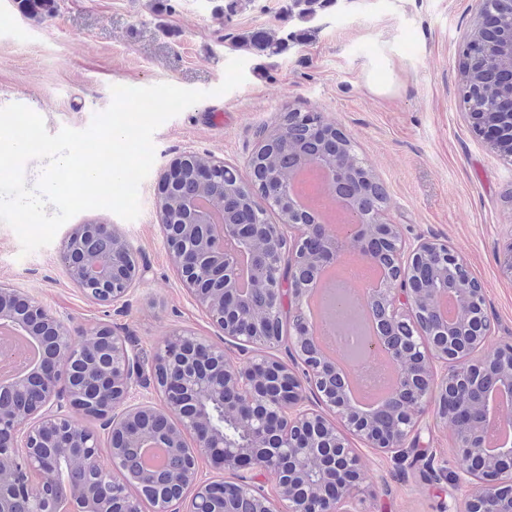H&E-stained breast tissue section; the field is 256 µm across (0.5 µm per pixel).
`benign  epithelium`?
I'll use <instances>...</instances> for the list:
<instances>
[{
    "label": "benign epithelium",
    "instance_id": "benign-epithelium-1",
    "mask_svg": "<svg viewBox=\"0 0 512 512\" xmlns=\"http://www.w3.org/2000/svg\"><path fill=\"white\" fill-rule=\"evenodd\" d=\"M480 13L461 62L494 68V79L477 86L488 109L469 118L473 130L496 147L512 142V26H501L502 18H512V0H481ZM296 118L337 147L288 164L280 176L282 193L288 194L294 169H327L336 200L357 217L348 245L371 254L383 235L398 253L397 271L376 296L383 347L399 377L385 402L373 412L356 409L334 367L309 344L300 299L307 267L330 263L340 247L328 226L294 207L286 224H252L245 239L241 225L224 224L217 236L210 209L187 191L180 200L182 234L170 232L174 220L162 210L161 229L189 297L224 333L222 344L173 333L157 348L146 379L139 355L112 325L74 331L31 296L0 283V320L43 347L29 374L0 384V462L9 463L0 471V512H10L16 502L24 503L25 512H56L54 476L75 469L84 477L71 494L84 502L83 512H210L217 498L246 501L251 512H354L362 480L355 444L401 462L431 408L450 427L465 459L458 478L475 485L465 512H512V446L487 450L473 429L474 418L488 416L487 403L469 401L470 394L485 398L493 388L512 394V342L492 343L483 286L447 242L421 238L408 248L399 226L381 213H358V193L338 142L346 134L312 113L298 112ZM190 162L199 183L224 173V161L186 152L161 174L157 197L167 194ZM229 239L250 257L263 290L259 309L237 289V253L224 248ZM61 260L72 283L95 303L125 304L141 279L136 250L112 224L76 225L62 244ZM419 264L435 273L428 288L413 285ZM216 269L221 280L208 288ZM448 296L458 308L452 322L437 310ZM284 314L290 321L289 364L272 354L279 342L270 338L271 325ZM466 332L472 335L471 353L460 358L451 349L455 336ZM227 344L238 356L227 354ZM144 385L158 401L132 400L133 390ZM213 405L234 420L245 441L224 437L213 423ZM84 418L106 431L107 451ZM145 419L158 423L152 439L167 448V460H175L171 492L157 484L168 465L137 475L128 469L125 449L140 447ZM202 459L223 477H203ZM258 472L271 478L272 488L257 481Z\"/></svg>",
    "mask_w": 512,
    "mask_h": 512
}]
</instances>
